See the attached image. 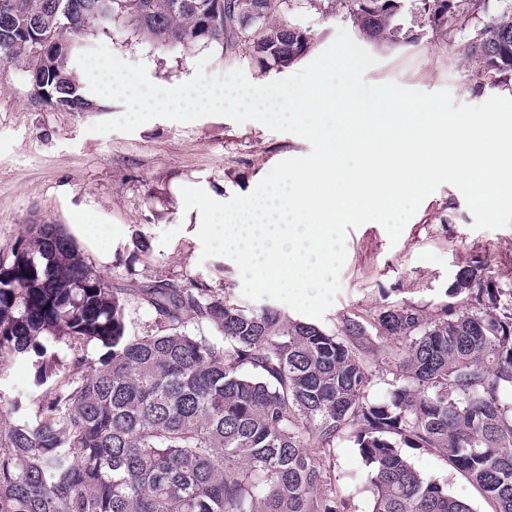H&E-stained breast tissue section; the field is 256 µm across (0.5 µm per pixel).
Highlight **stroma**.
<instances>
[{
	"label": "stroma",
	"instance_id": "35a3bbf8",
	"mask_svg": "<svg viewBox=\"0 0 512 512\" xmlns=\"http://www.w3.org/2000/svg\"><path fill=\"white\" fill-rule=\"evenodd\" d=\"M398 41L369 45L378 63L366 71L370 84L394 81L425 92L450 90L456 102L477 105L505 87L476 80L429 26L404 19ZM120 58L144 62L152 82L175 86L195 73L203 49L151 48L127 27L93 36ZM264 70L245 59L213 52L205 71L242 69L252 83H268L303 68ZM98 111L69 112L31 97L16 64H0V248H9L28 224H62L80 250L113 285L158 278L179 282L202 278L209 287H230L233 302L248 305L236 264L229 258H202L191 232L194 217L178 201L182 187H202L227 200L250 193L280 160L305 155L300 137L269 130L257 122L236 124L224 116L179 123L153 120L126 134L89 132L90 124L120 116L122 104L98 99ZM93 214L94 223L72 225L74 211ZM462 193L439 186L421 203L398 241L370 222L349 229L341 290L318 324L333 329L343 318L363 314L386 298L433 307L457 270L473 254L488 256L494 268L512 270V227L473 229ZM148 241V252L134 248V234ZM415 468L436 479L474 512L493 507L436 453L409 451ZM330 481L349 512H370L367 470L352 442L332 450Z\"/></svg>",
	"mask_w": 512,
	"mask_h": 512
}]
</instances>
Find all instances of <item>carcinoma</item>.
Masks as SVG:
<instances>
[{
    "label": "carcinoma",
    "instance_id": "cac0c4a2",
    "mask_svg": "<svg viewBox=\"0 0 512 512\" xmlns=\"http://www.w3.org/2000/svg\"><path fill=\"white\" fill-rule=\"evenodd\" d=\"M407 1L447 45L472 29L459 48L475 77L512 83V0H222L218 14L214 0H0V62L23 67L35 99L92 112L76 64L88 33L121 23L155 47L285 68L316 40L296 8L341 9L379 44ZM135 295L153 314L142 336L126 335ZM445 295L327 330L201 279L117 288L60 225L28 224L0 250V512H345L327 466L342 440L372 512H473L405 448L512 512V274L474 255ZM33 356L37 390L10 395L9 367ZM380 383L387 397L369 398Z\"/></svg>",
    "mask_w": 512,
    "mask_h": 512
}]
</instances>
